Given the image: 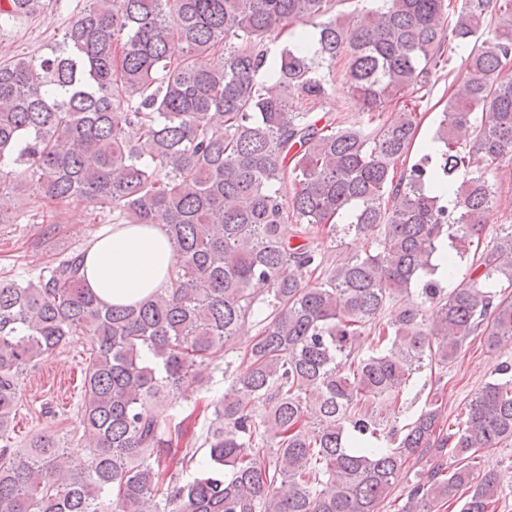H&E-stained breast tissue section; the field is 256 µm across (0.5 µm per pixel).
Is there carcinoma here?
Returning a JSON list of instances; mask_svg holds the SVG:
<instances>
[{
    "mask_svg": "<svg viewBox=\"0 0 512 512\" xmlns=\"http://www.w3.org/2000/svg\"><path fill=\"white\" fill-rule=\"evenodd\" d=\"M8 2L0 31L42 6ZM351 2L86 0L51 53L0 63V195L159 224L174 254L167 286L133 305L84 288L83 250L0 281V440L28 368L83 335L94 444L89 467L49 434L1 446L0 512H379L424 457L400 512L495 506L502 477L478 451L512 441L511 365L446 429L440 376L396 422L414 375L447 367L472 336L512 341V224L482 245L500 207L491 174L512 159V0L336 11ZM309 20L313 49L298 34L269 55ZM454 44L470 47L456 73ZM341 60L363 111H398L367 131L314 118L333 82L321 68ZM442 76L441 147L412 163L420 113L401 101ZM348 208L371 246L325 273L313 235ZM441 256L450 270L472 258L469 280L445 291ZM263 309L245 368L213 402L208 457L183 450L185 482L162 463L183 439L177 395ZM373 401L394 425L363 410ZM429 374L430 370L427 369L420 374L414 375V380L410 383V386L404 390L400 403L403 405V409L401 410L404 412H402V415H399L400 419L397 424L399 427L409 422V420L414 416L418 415L424 407V402L430 386L425 387V390H422L421 393L420 390L423 389V382L426 376L429 378Z\"/></svg>",
    "mask_w": 512,
    "mask_h": 512,
    "instance_id": "1",
    "label": "carcinoma"
}]
</instances>
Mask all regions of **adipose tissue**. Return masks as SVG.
I'll use <instances>...</instances> for the list:
<instances>
[{"mask_svg":"<svg viewBox=\"0 0 512 512\" xmlns=\"http://www.w3.org/2000/svg\"><path fill=\"white\" fill-rule=\"evenodd\" d=\"M173 262L159 226L116 224L88 250L81 275L103 303L132 305L165 287Z\"/></svg>","mask_w":512,"mask_h":512,"instance_id":"1","label":"adipose tissue"}]
</instances>
